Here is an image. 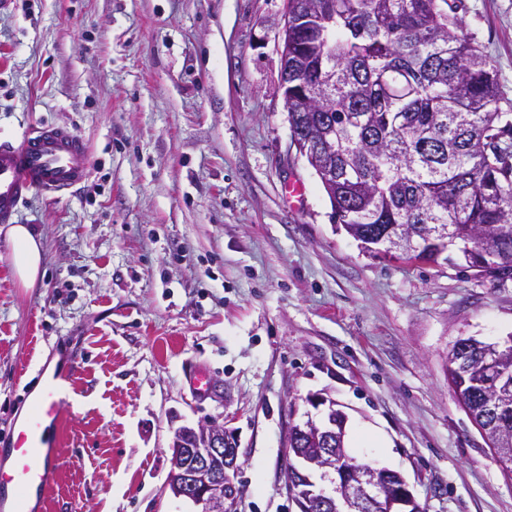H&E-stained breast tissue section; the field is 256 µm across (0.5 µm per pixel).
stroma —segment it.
<instances>
[{"mask_svg": "<svg viewBox=\"0 0 512 512\" xmlns=\"http://www.w3.org/2000/svg\"><path fill=\"white\" fill-rule=\"evenodd\" d=\"M286 0H0V141L42 124L90 170L0 232V448L48 371H72L47 512H199L163 486L175 428L240 448L238 512H298L288 430L335 402L351 456L401 473L424 512H512V475L448 386L462 337L512 336V280L364 248L331 218L277 92ZM512 102V0H461ZM303 185L289 203L284 186ZM205 369L212 386L189 383Z\"/></svg>", "mask_w": 512, "mask_h": 512, "instance_id": "stroma-1", "label": "stroma"}]
</instances>
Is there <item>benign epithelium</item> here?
Returning <instances> with one entry per match:
<instances>
[{
  "instance_id": "obj_1",
  "label": "benign epithelium",
  "mask_w": 512,
  "mask_h": 512,
  "mask_svg": "<svg viewBox=\"0 0 512 512\" xmlns=\"http://www.w3.org/2000/svg\"><path fill=\"white\" fill-rule=\"evenodd\" d=\"M505 345H512V336L485 354L486 387L494 388L508 380L497 356ZM305 439L316 446L291 453L287 463V492L298 512H336L338 499L348 505V512H420L399 473L349 458L340 412L330 410L319 425L309 420L291 428L289 441L297 444ZM169 450L171 467L164 491L201 507V512H237L239 448L232 431L214 420L184 425L175 430ZM314 469L331 475L335 493L311 480Z\"/></svg>"
}]
</instances>
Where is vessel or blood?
<instances>
[{
  "mask_svg": "<svg viewBox=\"0 0 512 512\" xmlns=\"http://www.w3.org/2000/svg\"><path fill=\"white\" fill-rule=\"evenodd\" d=\"M89 170L85 143L67 127L27 130L20 143H0V224L13 223L20 205L36 192L55 195L82 183ZM70 373L50 375L27 416L12 427L0 466V512H43L59 466L52 439Z\"/></svg>",
  "mask_w": 512,
  "mask_h": 512,
  "instance_id": "1",
  "label": "vessel or blood"
}]
</instances>
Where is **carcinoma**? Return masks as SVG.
I'll use <instances>...</instances> for the list:
<instances>
[{
	"instance_id": "carcinoma-1",
	"label": "carcinoma",
	"mask_w": 512,
	"mask_h": 512,
	"mask_svg": "<svg viewBox=\"0 0 512 512\" xmlns=\"http://www.w3.org/2000/svg\"><path fill=\"white\" fill-rule=\"evenodd\" d=\"M456 0H288V116L312 143L310 164L354 239L413 225L398 238L435 262L454 248L494 281L474 251L512 278V110L496 71L464 32ZM330 44L334 53L326 55ZM447 229L426 244L423 226ZM469 373L448 383L512 472V412L491 417Z\"/></svg>"
}]
</instances>
